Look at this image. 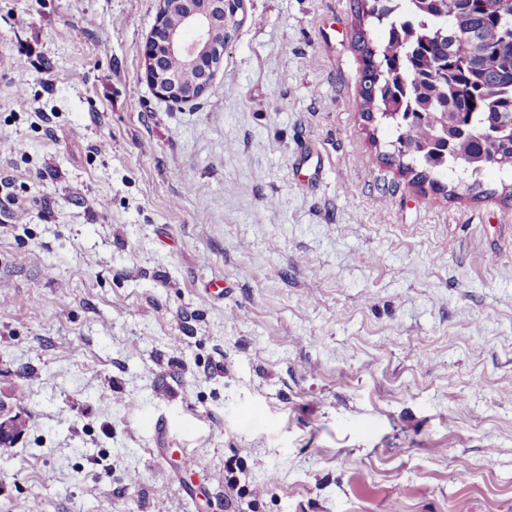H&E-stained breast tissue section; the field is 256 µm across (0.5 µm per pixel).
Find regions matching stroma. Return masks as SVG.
<instances>
[{
    "label": "stroma",
    "instance_id": "obj_1",
    "mask_svg": "<svg viewBox=\"0 0 512 512\" xmlns=\"http://www.w3.org/2000/svg\"><path fill=\"white\" fill-rule=\"evenodd\" d=\"M157 8L0 0V512H512L507 177L387 162L354 0H243L190 102Z\"/></svg>",
    "mask_w": 512,
    "mask_h": 512
}]
</instances>
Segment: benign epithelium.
<instances>
[{
  "label": "benign epithelium",
  "instance_id": "obj_1",
  "mask_svg": "<svg viewBox=\"0 0 512 512\" xmlns=\"http://www.w3.org/2000/svg\"><path fill=\"white\" fill-rule=\"evenodd\" d=\"M239 2L187 0L186 10L173 17L167 9V0H158L154 25L141 49L146 79L158 96L189 102L206 93L223 61L229 27L234 23ZM166 56L180 58L185 71L160 69V60ZM456 122L454 112H443L436 117L438 139L453 140L451 132Z\"/></svg>",
  "mask_w": 512,
  "mask_h": 512
}]
</instances>
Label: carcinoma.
<instances>
[{
    "label": "carcinoma",
    "instance_id": "cac0c4a2",
    "mask_svg": "<svg viewBox=\"0 0 512 512\" xmlns=\"http://www.w3.org/2000/svg\"><path fill=\"white\" fill-rule=\"evenodd\" d=\"M356 9L380 30L375 42L361 27L354 33L367 119L392 127L395 140L417 147L435 131L426 118L406 119L408 112H443L448 105L459 123L477 127L444 163L416 152L406 164L401 156L388 159L417 180L435 172L475 182L474 158L512 178V49H501L512 32L499 24L500 15L512 14V0H356ZM474 40L483 53L470 62Z\"/></svg>",
    "mask_w": 512,
    "mask_h": 512
}]
</instances>
